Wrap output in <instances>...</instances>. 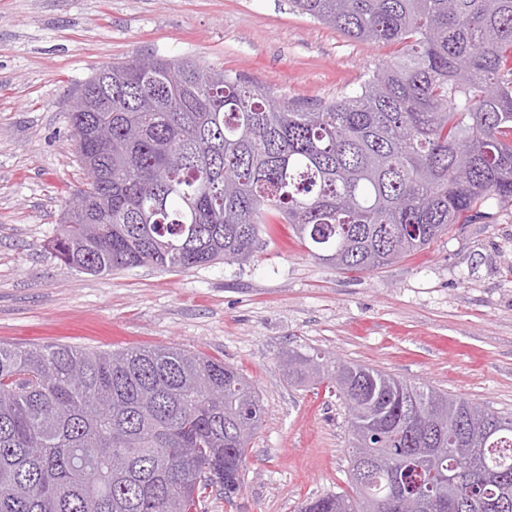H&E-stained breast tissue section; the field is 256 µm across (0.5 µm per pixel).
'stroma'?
<instances>
[{
	"label": "stroma",
	"instance_id": "stroma-1",
	"mask_svg": "<svg viewBox=\"0 0 512 512\" xmlns=\"http://www.w3.org/2000/svg\"><path fill=\"white\" fill-rule=\"evenodd\" d=\"M289 0H0V343L118 351L170 346L252 380L264 415L232 500L206 512H298L348 488L344 406L291 383L294 350L362 364L512 415V203L370 272L313 257L277 216L246 263L94 275L50 243L86 179L70 104L108 62L218 66L297 105L331 101L392 56Z\"/></svg>",
	"mask_w": 512,
	"mask_h": 512
}]
</instances>
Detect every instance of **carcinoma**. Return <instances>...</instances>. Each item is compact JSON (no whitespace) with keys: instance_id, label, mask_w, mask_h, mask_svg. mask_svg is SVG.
<instances>
[{"instance_id":"carcinoma-1","label":"carcinoma","mask_w":512,"mask_h":512,"mask_svg":"<svg viewBox=\"0 0 512 512\" xmlns=\"http://www.w3.org/2000/svg\"><path fill=\"white\" fill-rule=\"evenodd\" d=\"M395 45L311 107L188 58L112 64L69 119L87 179L52 250L105 274L246 262L276 213L325 264L382 268L512 202V0H290ZM139 125L135 141L127 130ZM288 381L335 388L349 462H395L412 512H512V417L359 364L292 351ZM264 415L234 367L176 347L0 344V512H202L241 488L236 423ZM301 512H400L376 467Z\"/></svg>"}]
</instances>
